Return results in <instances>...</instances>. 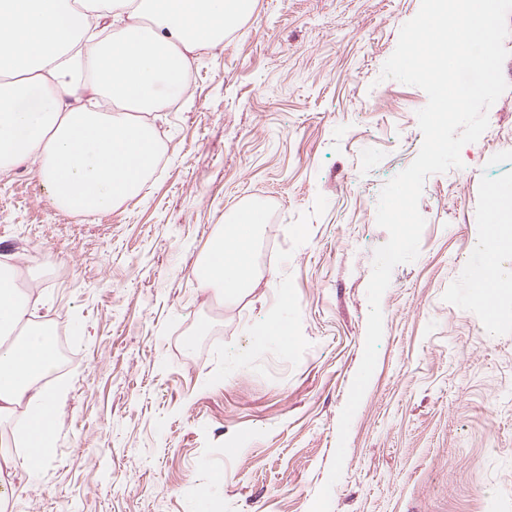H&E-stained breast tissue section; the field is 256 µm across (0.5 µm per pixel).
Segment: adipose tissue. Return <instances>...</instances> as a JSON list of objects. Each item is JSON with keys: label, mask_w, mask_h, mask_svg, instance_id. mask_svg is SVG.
Segmentation results:
<instances>
[{"label": "adipose tissue", "mask_w": 512, "mask_h": 512, "mask_svg": "<svg viewBox=\"0 0 512 512\" xmlns=\"http://www.w3.org/2000/svg\"><path fill=\"white\" fill-rule=\"evenodd\" d=\"M253 0H0V170L31 163L54 204L94 215L143 189L158 139L138 115L188 90L191 51L221 42ZM97 95L72 104L76 68ZM260 207L240 209L201 255L194 278L225 301L255 284ZM0 260V420L33 412L31 447L48 450L57 399L42 382L58 364L56 340Z\"/></svg>", "instance_id": "ef3b65f1"}]
</instances>
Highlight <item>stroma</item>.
Segmentation results:
<instances>
[{
    "label": "stroma",
    "mask_w": 512,
    "mask_h": 512,
    "mask_svg": "<svg viewBox=\"0 0 512 512\" xmlns=\"http://www.w3.org/2000/svg\"><path fill=\"white\" fill-rule=\"evenodd\" d=\"M421 0H254L192 53L189 91L147 114L165 151L141 194L56 208L30 165L0 174V255L69 346L44 382L60 412L10 512H310L360 366L383 186L423 142L416 86L381 79ZM507 90L462 167L427 177L417 259L381 299L377 363L331 512H512V288L473 299L498 208L512 269V34ZM266 210L257 288L222 302L192 271L225 219ZM288 321V343L257 324Z\"/></svg>",
    "instance_id": "obj_1"
}]
</instances>
